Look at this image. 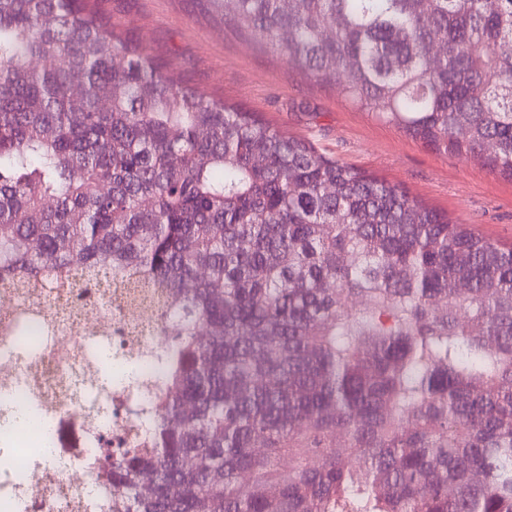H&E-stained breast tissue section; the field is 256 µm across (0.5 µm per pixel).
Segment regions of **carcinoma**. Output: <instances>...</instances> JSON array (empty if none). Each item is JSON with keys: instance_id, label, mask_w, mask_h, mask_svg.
<instances>
[{"instance_id": "1", "label": "carcinoma", "mask_w": 512, "mask_h": 512, "mask_svg": "<svg viewBox=\"0 0 512 512\" xmlns=\"http://www.w3.org/2000/svg\"><path fill=\"white\" fill-rule=\"evenodd\" d=\"M207 2L512 181V0ZM104 268L168 338L145 434L94 439L112 512H512V247L182 85L93 0H0V286L85 305Z\"/></svg>"}]
</instances>
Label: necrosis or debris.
<instances>
[{"label": "necrosis or debris", "mask_w": 512, "mask_h": 512, "mask_svg": "<svg viewBox=\"0 0 512 512\" xmlns=\"http://www.w3.org/2000/svg\"><path fill=\"white\" fill-rule=\"evenodd\" d=\"M27 302L46 308L64 327L51 336L41 321L29 319L0 338V344L23 346L30 354L21 365L0 359V450L10 453L8 465L0 466V512H95L105 479L92 445L65 448L59 435L47 433L36 448L14 419L30 412L36 399L45 415L65 417L84 435L108 428L134 438L136 411L162 385L160 367L148 362L151 351L164 345L158 316L146 303L117 310L95 302L76 310L65 288H33L24 300L0 288V329L9 312ZM104 344L112 358L111 394L98 403L88 368L99 362Z\"/></svg>", "instance_id": "necrosis-or-debris-1"}]
</instances>
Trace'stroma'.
<instances>
[{
  "label": "stroma",
  "mask_w": 512,
  "mask_h": 512,
  "mask_svg": "<svg viewBox=\"0 0 512 512\" xmlns=\"http://www.w3.org/2000/svg\"><path fill=\"white\" fill-rule=\"evenodd\" d=\"M108 26L134 35L192 89L240 106L325 156L380 176L411 197L512 245V181L432 149L344 101L335 79L308 78L233 34L205 0H97Z\"/></svg>",
  "instance_id": "35a3bbf8"
}]
</instances>
